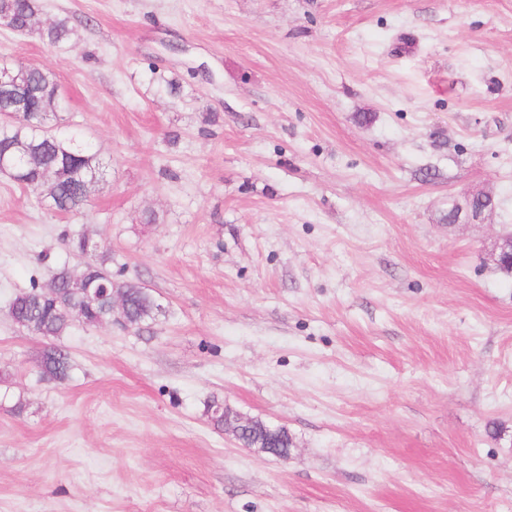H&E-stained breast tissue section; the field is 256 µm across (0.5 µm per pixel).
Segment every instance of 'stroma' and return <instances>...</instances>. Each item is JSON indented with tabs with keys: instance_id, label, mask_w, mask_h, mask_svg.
<instances>
[{
	"instance_id": "obj_1",
	"label": "stroma",
	"mask_w": 512,
	"mask_h": 512,
	"mask_svg": "<svg viewBox=\"0 0 512 512\" xmlns=\"http://www.w3.org/2000/svg\"><path fill=\"white\" fill-rule=\"evenodd\" d=\"M41 5L75 37L0 25V60L56 74L108 177L65 217L0 174V512H512V0ZM78 235L165 313L74 323L59 384L7 304Z\"/></svg>"
}]
</instances>
